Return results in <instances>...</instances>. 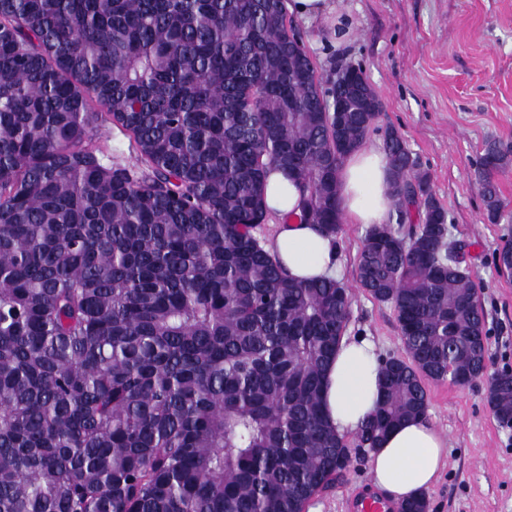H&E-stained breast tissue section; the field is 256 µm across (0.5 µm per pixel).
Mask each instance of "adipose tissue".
I'll return each instance as SVG.
<instances>
[{
	"mask_svg": "<svg viewBox=\"0 0 512 512\" xmlns=\"http://www.w3.org/2000/svg\"><path fill=\"white\" fill-rule=\"evenodd\" d=\"M290 13L313 20L327 19L325 43L338 47L351 35L345 22H332L331 0H288ZM342 218L348 224H385L393 210L390 167L381 150L361 143L338 170ZM298 199L294 184L280 171L266 183L265 201L270 214L280 218L270 250L296 279L335 276L339 247L334 237L318 228L292 220ZM380 398L379 358L372 341L343 338L327 371L323 392L325 414L342 434L355 431L373 412ZM448 455L446 435L425 419L411 420L390 431L371 455L370 474L395 502L431 489L439 480Z\"/></svg>",
	"mask_w": 512,
	"mask_h": 512,
	"instance_id": "adipose-tissue-1",
	"label": "adipose tissue"
}]
</instances>
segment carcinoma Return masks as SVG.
Here are the masks:
<instances>
[{"instance_id": "carcinoma-1", "label": "carcinoma", "mask_w": 512, "mask_h": 512, "mask_svg": "<svg viewBox=\"0 0 512 512\" xmlns=\"http://www.w3.org/2000/svg\"><path fill=\"white\" fill-rule=\"evenodd\" d=\"M382 108L357 67L322 88L286 0H0V512H305L345 481L322 392L352 292L289 279L254 229L279 169L338 235L337 170ZM108 120L141 173L105 161ZM384 151L409 228L370 227L355 283L407 358L358 451L489 353L448 212L397 131ZM511 154L474 172L492 224ZM486 400L512 424V373Z\"/></svg>"}]
</instances>
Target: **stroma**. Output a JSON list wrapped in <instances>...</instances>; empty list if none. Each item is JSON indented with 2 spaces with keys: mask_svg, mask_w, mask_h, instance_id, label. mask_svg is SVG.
Wrapping results in <instances>:
<instances>
[{
  "mask_svg": "<svg viewBox=\"0 0 512 512\" xmlns=\"http://www.w3.org/2000/svg\"><path fill=\"white\" fill-rule=\"evenodd\" d=\"M352 34L340 47L318 43L325 20L293 19L322 86L337 66L361 67L383 103L367 139L382 147L395 129L447 210L478 286L490 331L489 372L512 370V275L495 257L507 228L490 223L473 172L488 141L512 144V0H335ZM365 226L337 236L338 278L352 287L346 333L374 342L379 356H404L393 308L355 289ZM427 417L448 437V461L426 493L428 512H512V429L498 425L485 383L427 382ZM368 460L344 483L316 495L315 512H346L345 499L370 482Z\"/></svg>",
  "mask_w": 512,
  "mask_h": 512,
  "instance_id": "obj_1",
  "label": "stroma"
}]
</instances>
